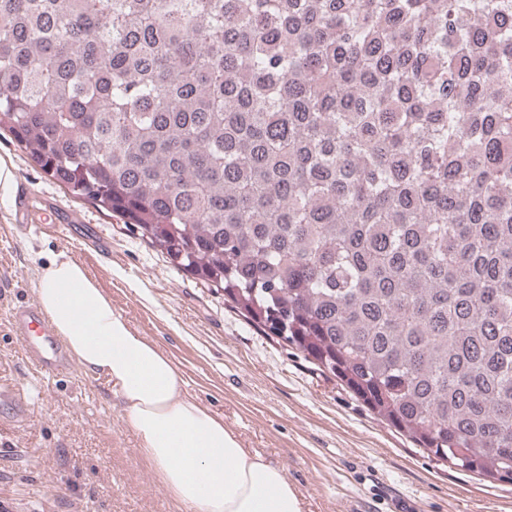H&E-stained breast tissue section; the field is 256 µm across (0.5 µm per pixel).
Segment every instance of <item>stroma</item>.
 I'll use <instances>...</instances> for the list:
<instances>
[{
  "label": "stroma",
  "mask_w": 512,
  "mask_h": 512,
  "mask_svg": "<svg viewBox=\"0 0 512 512\" xmlns=\"http://www.w3.org/2000/svg\"><path fill=\"white\" fill-rule=\"evenodd\" d=\"M18 184L75 211L108 242L89 250L79 231H7L0 204V380L28 412L0 408V512H178L140 455L138 439L106 380L35 371L7 323L33 302L36 271L63 253L112 297L133 330L156 342L187 392L222 415L244 447L281 467L303 512H512V483L441 465L380 421L303 355L247 321L223 292L168 263L132 225L73 197L0 136Z\"/></svg>",
  "instance_id": "obj_1"
}]
</instances>
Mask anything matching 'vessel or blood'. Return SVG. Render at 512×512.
I'll use <instances>...</instances> for the list:
<instances>
[{"instance_id": "1", "label": "vessel or blood", "mask_w": 512, "mask_h": 512, "mask_svg": "<svg viewBox=\"0 0 512 512\" xmlns=\"http://www.w3.org/2000/svg\"><path fill=\"white\" fill-rule=\"evenodd\" d=\"M76 214L39 202L35 194L19 190L12 210V223L18 232H27L32 224H75ZM9 324L20 336L26 357L45 373L70 372L73 362L57 339L52 324L36 304H29L11 312ZM0 404L7 406L14 417L23 418L27 403L13 386L0 382Z\"/></svg>"}]
</instances>
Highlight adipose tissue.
Instances as JSON below:
<instances>
[{
	"label": "adipose tissue",
	"instance_id": "adipose-tissue-1",
	"mask_svg": "<svg viewBox=\"0 0 512 512\" xmlns=\"http://www.w3.org/2000/svg\"><path fill=\"white\" fill-rule=\"evenodd\" d=\"M37 275L40 308L71 356L110 383L143 460L181 512H301L285 471L188 395L171 358L113 311L82 265L58 254Z\"/></svg>",
	"mask_w": 512,
	"mask_h": 512
}]
</instances>
